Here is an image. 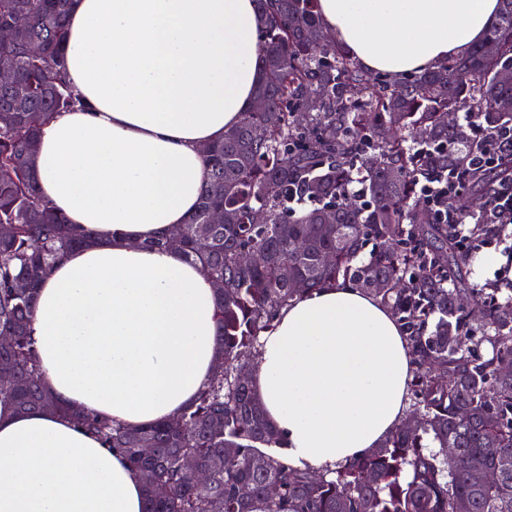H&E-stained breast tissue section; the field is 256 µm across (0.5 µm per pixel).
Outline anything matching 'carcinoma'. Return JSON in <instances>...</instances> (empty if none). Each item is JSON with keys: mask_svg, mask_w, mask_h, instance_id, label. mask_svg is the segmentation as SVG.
I'll list each match as a JSON object with an SVG mask.
<instances>
[{"mask_svg": "<svg viewBox=\"0 0 512 512\" xmlns=\"http://www.w3.org/2000/svg\"><path fill=\"white\" fill-rule=\"evenodd\" d=\"M255 3L265 22L252 103L208 146V181L189 221L149 242L180 249L224 281L213 380L168 421L77 423L120 452L134 476L152 473L142 482L145 512H512V372L502 369L512 362V307L457 279L461 243L413 204L417 178L432 170L461 173L487 204L497 181H512L511 145L495 167L477 169L469 160L482 143L448 120L469 102L485 137L512 125V82L500 78L512 71V0H501L492 29L468 53L396 84L329 38L318 0ZM71 4L0 0V29L12 30L0 63L14 72L13 84L0 87V331L12 337L0 359L16 368L15 380L0 383V404L59 416L71 412L38 375L32 313L50 262L90 235L40 198L33 166L41 127L79 104L64 67ZM32 42L42 46L37 57ZM214 208L229 220L209 223ZM472 220L474 247L491 225L485 210ZM341 280L372 293L401 322L416 364V418L328 477L288 464L239 370L256 363L260 335L283 308ZM20 281L29 288L19 291ZM485 343L488 356L478 352ZM187 459L205 481L186 471ZM484 469L499 472L495 484L472 481Z\"/></svg>", "mask_w": 512, "mask_h": 512, "instance_id": "cac0c4a2", "label": "carcinoma"}]
</instances>
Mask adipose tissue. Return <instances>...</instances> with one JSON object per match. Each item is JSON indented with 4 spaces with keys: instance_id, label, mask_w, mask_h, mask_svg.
<instances>
[{
    "instance_id": "ef3b65f1",
    "label": "adipose tissue",
    "mask_w": 512,
    "mask_h": 512,
    "mask_svg": "<svg viewBox=\"0 0 512 512\" xmlns=\"http://www.w3.org/2000/svg\"><path fill=\"white\" fill-rule=\"evenodd\" d=\"M499 0H319L327 34L398 80L483 40ZM254 0H73L67 75L85 108L41 129V196L93 238L43 280L32 335L46 389L129 426L177 416L215 368L217 291L195 261L152 247L188 221L203 148L259 80ZM415 364L396 316L364 290L318 288L260 336L253 373L289 461L330 473L378 448ZM138 478L73 420L0 405V512H144Z\"/></svg>"
}]
</instances>
